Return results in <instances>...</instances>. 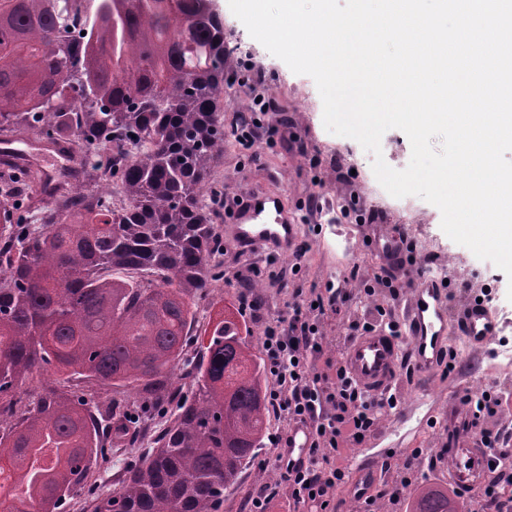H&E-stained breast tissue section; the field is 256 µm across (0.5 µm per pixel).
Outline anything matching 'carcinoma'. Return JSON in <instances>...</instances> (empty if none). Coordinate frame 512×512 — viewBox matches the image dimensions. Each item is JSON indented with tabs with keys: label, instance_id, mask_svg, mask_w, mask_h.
I'll use <instances>...</instances> for the list:
<instances>
[{
	"label": "carcinoma",
	"instance_id": "carcinoma-1",
	"mask_svg": "<svg viewBox=\"0 0 512 512\" xmlns=\"http://www.w3.org/2000/svg\"><path fill=\"white\" fill-rule=\"evenodd\" d=\"M94 2L77 26L70 0H0V133L82 154L52 193L0 158V503L60 512L95 449L149 437L94 512H221L267 430L261 365L221 313L175 370L221 246L200 193L224 155V19L211 0ZM50 368L112 396L50 388L18 410L17 383ZM414 512L456 510L429 486Z\"/></svg>",
	"mask_w": 512,
	"mask_h": 512
}]
</instances>
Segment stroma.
<instances>
[{"label":"stroma","instance_id":"35a3bbf8","mask_svg":"<svg viewBox=\"0 0 512 512\" xmlns=\"http://www.w3.org/2000/svg\"><path fill=\"white\" fill-rule=\"evenodd\" d=\"M214 5L232 31L238 50L224 69V128L229 137L202 196L215 214L223 250L214 259V294L198 301L194 328L203 330L206 320L222 308L239 310L241 288L236 274L250 265L262 271L257 279L258 294L267 321L287 313L294 289L322 293L344 283L356 293L351 313L362 314L364 283L385 277L388 268L367 244L372 227L354 217L343 218L340 206L354 200L361 209L383 212V231H406L413 255L426 260L428 268L437 271L452 265L450 312L468 303L471 289L488 284L497 301V314L506 320L502 332L483 352L472 353L455 345L457 370L443 366L430 378L418 381L412 373H404L401 390L409 396L404 413L386 412L374 435L356 448L357 453L368 457L388 458L377 490H386L402 465L392 455L397 448L407 452L422 449L416 484L445 483L443 466L434 461L431 451L447 447L448 430L435 425L430 413L435 407L447 409L462 389L474 385L512 394V374H501L497 357L498 350L512 348V301L507 298L512 281L492 262L476 258L467 247L453 242L441 228V212L436 206L416 196L392 197L373 173L372 155L356 140L325 129L323 104L314 79L294 73L253 39L231 12L228 0H214ZM258 78L273 101L272 109L261 113L259 119L277 133L246 148L232 137L231 130L242 108L250 103V83ZM293 135L298 138L294 144L289 141ZM246 190L281 195L289 213L301 223L297 242L303 252L301 259L280 256L264 247L241 253L233 235V199ZM296 263L301 270L295 275L291 267ZM269 420V440L257 449L237 488L227 496L222 512H245L248 500L262 483L279 480L278 462L285 449L274 445L271 438L287 434L289 425L274 410ZM141 455L138 448L101 452L92 465V477L73 491V499L95 504L111 495L119 488L125 468Z\"/></svg>","mask_w":512,"mask_h":512}]
</instances>
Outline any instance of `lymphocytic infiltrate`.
Instances as JSON below:
<instances>
[{
  "mask_svg": "<svg viewBox=\"0 0 512 512\" xmlns=\"http://www.w3.org/2000/svg\"><path fill=\"white\" fill-rule=\"evenodd\" d=\"M258 267H248L241 278L240 307L264 321L263 346L266 370L274 382L269 404L290 424L310 431L305 460L287 463L275 484L259 486L248 503V512H267L280 493L288 495V512H334L337 493L346 487L349 471L345 464L347 446L361 445L377 427L384 409L395 408V398H372L347 376L342 362L320 368L325 353L323 321L326 314L342 317L346 336L352 337L377 327L400 335L401 324L391 307L375 305L366 317L352 316L347 289H330L328 296L296 293L288 313L265 322L264 304L253 293ZM475 409V435L495 452L496 458L512 455V433L500 422L512 399L483 392Z\"/></svg>",
  "mask_w": 512,
  "mask_h": 512,
  "instance_id": "f902f5d3",
  "label": "lymphocytic infiltrate"
}]
</instances>
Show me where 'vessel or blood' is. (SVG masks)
Listing matches in <instances>:
<instances>
[{
	"mask_svg": "<svg viewBox=\"0 0 512 512\" xmlns=\"http://www.w3.org/2000/svg\"><path fill=\"white\" fill-rule=\"evenodd\" d=\"M234 235L242 250L265 246L287 255L295 248L300 226L289 216L279 195L251 191L236 211ZM373 247L385 263L398 261L402 254L400 238L393 233L379 237ZM447 319L440 279L422 273L408 300L403 336L378 328L347 341L344 359L351 380L369 396L378 397L388 394L400 381L402 361H409L415 373H433L446 354ZM457 328L467 348L479 352L494 336L496 322L487 304L473 299L458 315ZM447 418L448 445L438 454L445 463L449 484L467 498L485 483L493 455L472 435L473 418L462 404L450 405ZM378 468V463L366 459L352 462L350 489L360 488Z\"/></svg>",
	"mask_w": 512,
	"mask_h": 512,
	"instance_id": "vessel-or-blood-1",
	"label": "vessel or blood"
}]
</instances>
